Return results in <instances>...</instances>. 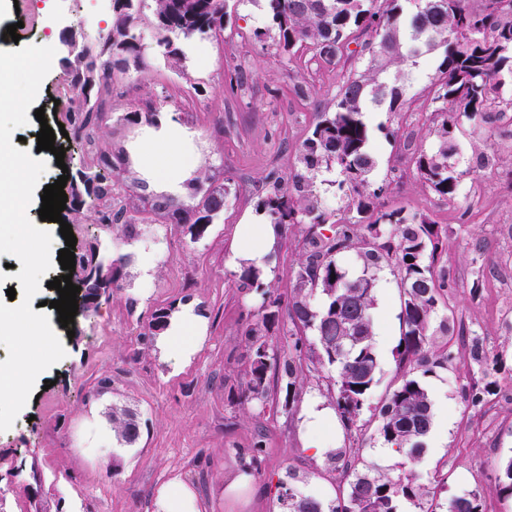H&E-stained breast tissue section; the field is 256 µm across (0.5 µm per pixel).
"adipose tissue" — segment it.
<instances>
[{
  "instance_id": "ef3b65f1",
  "label": "adipose tissue",
  "mask_w": 512,
  "mask_h": 512,
  "mask_svg": "<svg viewBox=\"0 0 512 512\" xmlns=\"http://www.w3.org/2000/svg\"><path fill=\"white\" fill-rule=\"evenodd\" d=\"M192 135L184 130L175 113L159 112L143 129L128 153L149 188L177 197L188 194L189 180L196 174L198 157L191 148ZM273 225L253 221L237 225L226 255L228 266L251 264L267 270L275 246ZM206 320L195 303L181 304L156 340L160 354L174 365L187 363L203 345Z\"/></svg>"
}]
</instances>
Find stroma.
I'll return each mask as SVG.
<instances>
[{"label": "stroma", "mask_w": 512, "mask_h": 512, "mask_svg": "<svg viewBox=\"0 0 512 512\" xmlns=\"http://www.w3.org/2000/svg\"><path fill=\"white\" fill-rule=\"evenodd\" d=\"M227 5L223 36L194 41L175 68L156 47L150 16H143L144 61L108 77L102 125L104 141L116 150L139 131L129 123L130 113H175L199 136L198 176L226 188L224 210L196 242L186 225L159 223L152 236L131 242L121 226L105 230L86 212L63 211L61 222L70 224L76 251L109 257L149 252L152 278L143 282L139 264L130 263L121 288L103 298L91 317L75 316L69 330L49 309L65 356L44 374L50 389L27 401L14 424L0 432V512H153L157 490L176 476L196 492L204 512H283L278 496L285 485L335 499L333 454L343 448L360 449L373 472H401L403 456L383 452L377 412L404 373L396 355L402 290L395 265L373 271L376 381L354 424L337 422L328 452L317 458L304 446L302 410L312 398L333 406L334 393L306 359L289 405L261 411L244 402L250 375L246 316L260 299L225 264L236 224L255 213L271 188L270 176L285 178L299 169L304 141L320 113L333 111L338 87L352 71L404 89L405 111L371 104L363 115L377 161L369 179L386 188L380 208L409 217L425 213L438 225L437 264L448 273L450 315L469 330L463 338L436 339L446 362L421 382L434 413L448 414L453 427L443 451H424L410 472L435 512L471 493L483 512H512V497L500 485L502 468L512 460V112L456 129L448 162L461 178L453 198L440 196L405 169L404 158L435 142L428 92L441 50L416 66L392 59L378 67L367 54L347 66L307 57L291 62L276 44L264 0ZM111 22V10H97L93 0H0V30L21 26L20 41L0 39V50L46 41L56 50L36 99L48 113L46 125L57 127L54 100L71 83L65 39L75 32L98 43ZM41 127L34 119L19 128L17 147L47 160L45 183L85 165L70 138L55 139L64 160L38 150ZM387 127L396 138L385 137ZM61 222L48 225L58 250L65 246ZM303 236V225L289 226L267 274L270 290L285 301L297 284ZM188 301L204 310L208 337L189 363L176 367L146 333L153 312ZM474 393L482 397L476 406ZM127 413L141 424L130 444L112 424L113 416ZM260 432L263 462L245 470L243 451ZM101 435L110 447L103 461L90 453Z\"/></svg>", "instance_id": "obj_1"}]
</instances>
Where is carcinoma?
Wrapping results in <instances>:
<instances>
[{"instance_id":"cac0c4a2","label":"carcinoma","mask_w":512,"mask_h":512,"mask_svg":"<svg viewBox=\"0 0 512 512\" xmlns=\"http://www.w3.org/2000/svg\"><path fill=\"white\" fill-rule=\"evenodd\" d=\"M470 0H421L418 11L404 24H398L402 8L399 0H265L266 14L278 33V45L290 56L306 51L332 63L351 58L349 45L361 36L369 37L364 48L376 53L373 44H384L388 55L398 59H417L430 52L427 33L437 31L444 56L439 60L432 82V101L441 120L435 130L437 143L430 151L421 150L414 158L417 175L440 194L454 196L459 174L448 164L452 140L459 121H485L491 112L512 111V0H481L478 9ZM152 11L156 46L172 62L185 58L186 46L228 15L226 0H112V27L103 41L85 46L72 67V82L81 94L60 101L59 111L76 131L85 132L82 145L92 143V132L104 121L105 113L91 104V93L108 88L101 74L113 67L140 66L144 46L139 44L138 23L144 9ZM388 102V111L398 112L403 105L398 86L369 87L366 79L348 75L339 86L332 112L320 115L301 151L302 170L290 176L282 187L274 178L273 192L257 210L276 234L290 224H305L296 292L288 302V315L295 327L293 346L297 355L283 361L270 358L267 336L278 316L280 298L268 289L264 274L247 265L240 268L239 280L262 293L261 311L247 322L245 335L250 342V379L244 389L245 400L256 405L270 403L266 382L271 362L290 379L293 386L300 364V345L306 331L313 332L311 363L328 368L327 379L335 389V405L342 420L350 424L359 415L365 396L372 387L377 369L373 346L374 279L366 275L350 280L336 262V255L361 246L364 265L375 268L384 261L397 266L403 288L402 336L397 350L398 363L408 368L401 383L388 395L379 410L380 433L411 461L421 458L433 413L428 411L429 396L419 376L440 365L433 359L429 339L433 314L444 285L435 273L439 247L436 224L426 216L411 221L399 210L377 208L375 200L384 186L374 185L369 175L376 158L368 147L369 134L362 113L367 100ZM95 168H86L83 178L73 182V201L95 215L99 223L122 225L127 239L141 235L139 219L126 214L112 182L102 181L101 169L114 170L127 163L124 151L97 150L92 157ZM335 167L338 187L349 191L346 209L352 216L336 220L332 235L322 226L328 217L315 205L314 178L322 167ZM192 195H201L196 208L184 211L174 207L164 194H153L151 213L172 224H187L191 241H196L194 226L211 224L224 205L225 189L204 187L201 179L190 183ZM323 296L315 306V293ZM360 309L363 320L361 339L346 348L349 335L343 312ZM336 469L348 479L346 497L334 504H323L313 495L293 490L279 495L288 512H397L400 499L422 497L420 487L407 475L376 476L358 469L359 449L344 448L336 453ZM367 508L360 509L361 501ZM476 495L457 497L449 512H480Z\"/></svg>"}]
</instances>
